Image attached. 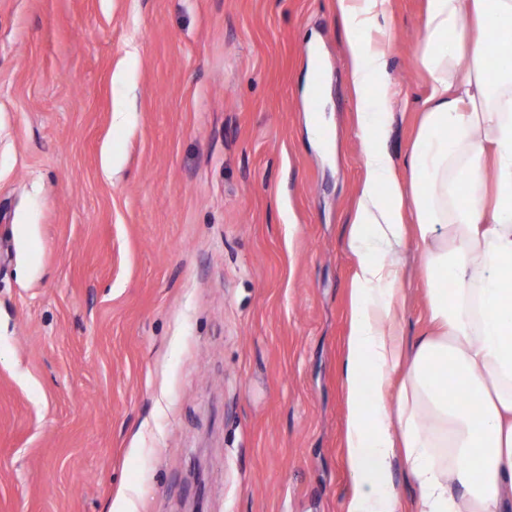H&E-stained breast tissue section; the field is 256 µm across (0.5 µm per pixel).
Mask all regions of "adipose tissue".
<instances>
[{"label": "adipose tissue", "mask_w": 512, "mask_h": 512, "mask_svg": "<svg viewBox=\"0 0 512 512\" xmlns=\"http://www.w3.org/2000/svg\"><path fill=\"white\" fill-rule=\"evenodd\" d=\"M390 0H336L364 143L348 243L344 512H512V0H426L430 84L399 179L386 110ZM416 242L431 329L404 341L401 271ZM457 396H450L449 388Z\"/></svg>", "instance_id": "ef3b65f1"}]
</instances>
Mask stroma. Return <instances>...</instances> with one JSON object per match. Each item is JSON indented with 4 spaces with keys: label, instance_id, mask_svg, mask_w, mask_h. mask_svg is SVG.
<instances>
[{
    "label": "stroma",
    "instance_id": "35a3bbf8",
    "mask_svg": "<svg viewBox=\"0 0 512 512\" xmlns=\"http://www.w3.org/2000/svg\"><path fill=\"white\" fill-rule=\"evenodd\" d=\"M357 126L336 0H0V512H343Z\"/></svg>",
    "mask_w": 512,
    "mask_h": 512
}]
</instances>
